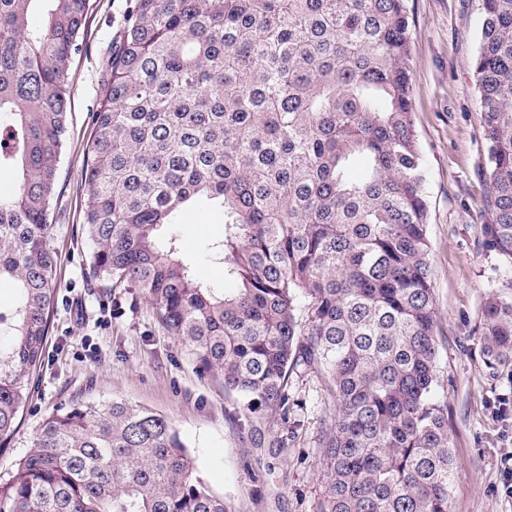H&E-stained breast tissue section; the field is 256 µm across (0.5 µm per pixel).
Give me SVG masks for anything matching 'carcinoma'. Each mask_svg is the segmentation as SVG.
Here are the masks:
<instances>
[{
    "label": "carcinoma",
    "mask_w": 512,
    "mask_h": 512,
    "mask_svg": "<svg viewBox=\"0 0 512 512\" xmlns=\"http://www.w3.org/2000/svg\"><path fill=\"white\" fill-rule=\"evenodd\" d=\"M407 0H129L93 111L84 225L94 272L140 290L246 408L288 411L291 374L335 399L320 512H449ZM89 0H0V439L41 365L57 288L48 208ZM470 63L487 157L488 251L512 266V0H476ZM224 224L209 288L158 231ZM485 362L512 360V302L485 301ZM160 413L123 399L48 416L0 512H229Z\"/></svg>",
    "instance_id": "carcinoma-1"
}]
</instances>
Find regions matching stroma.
<instances>
[{
  "mask_svg": "<svg viewBox=\"0 0 512 512\" xmlns=\"http://www.w3.org/2000/svg\"><path fill=\"white\" fill-rule=\"evenodd\" d=\"M127 0H89L85 49L71 66L67 132L51 200L50 247L59 288L42 365L14 433L0 441V481L13 474L44 419L76 400L121 398L163 414L195 459L196 474L231 512H319L320 434L334 398L321 375H291L289 413L244 410L222 378L199 369L138 289L116 288L90 267L83 230L89 188L86 144L112 42ZM412 112L425 169L429 262L436 300L440 375L453 424L450 512H512L501 455L512 450V360L489 368L480 323L488 295L512 300V271L482 245L491 223L481 181L484 149L469 65L481 19L474 0H408ZM180 257L213 288H231L211 256L224 226L205 210L167 226Z\"/></svg>",
  "mask_w": 512,
  "mask_h": 512,
  "instance_id": "35a3bbf8",
  "label": "stroma"
}]
</instances>
